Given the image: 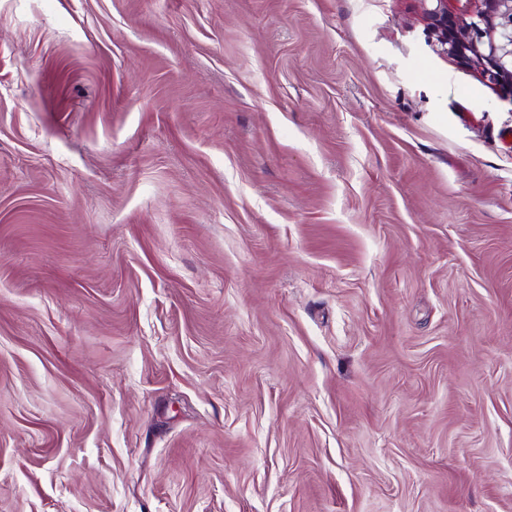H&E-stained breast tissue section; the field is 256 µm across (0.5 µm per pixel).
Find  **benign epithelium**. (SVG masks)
Segmentation results:
<instances>
[{"mask_svg":"<svg viewBox=\"0 0 512 512\" xmlns=\"http://www.w3.org/2000/svg\"><path fill=\"white\" fill-rule=\"evenodd\" d=\"M424 30L456 65L512 100V0H417Z\"/></svg>","mask_w":512,"mask_h":512,"instance_id":"obj_1","label":"benign epithelium"}]
</instances>
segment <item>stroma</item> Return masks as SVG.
Wrapping results in <instances>:
<instances>
[{
	"mask_svg": "<svg viewBox=\"0 0 512 512\" xmlns=\"http://www.w3.org/2000/svg\"><path fill=\"white\" fill-rule=\"evenodd\" d=\"M506 128L416 0H0V512H512Z\"/></svg>",
	"mask_w": 512,
	"mask_h": 512,
	"instance_id": "stroma-1",
	"label": "stroma"
}]
</instances>
